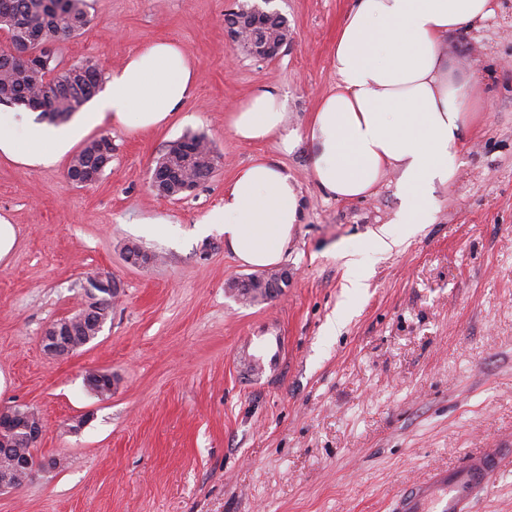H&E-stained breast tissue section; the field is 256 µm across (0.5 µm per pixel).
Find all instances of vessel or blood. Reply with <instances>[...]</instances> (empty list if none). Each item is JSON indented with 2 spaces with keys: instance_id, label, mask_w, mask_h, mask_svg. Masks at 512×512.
<instances>
[{
  "instance_id": "obj_1",
  "label": "vessel or blood",
  "mask_w": 512,
  "mask_h": 512,
  "mask_svg": "<svg viewBox=\"0 0 512 512\" xmlns=\"http://www.w3.org/2000/svg\"><path fill=\"white\" fill-rule=\"evenodd\" d=\"M239 383L249 387L278 373L285 357L280 336H246ZM512 450L496 448L466 453L453 468L438 469L407 483L393 497L394 512H472L475 499L490 485Z\"/></svg>"
}]
</instances>
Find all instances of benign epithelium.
I'll list each match as a JSON object with an SVG mask.
<instances>
[{"label":"benign epithelium","instance_id":"benign-epithelium-1","mask_svg":"<svg viewBox=\"0 0 512 512\" xmlns=\"http://www.w3.org/2000/svg\"><path fill=\"white\" fill-rule=\"evenodd\" d=\"M228 16L237 20L234 37L237 42L250 47V52L261 60L273 59L281 53L282 48L288 44L286 39H266L264 45L256 46L257 34L255 28L258 26L257 17L241 16L239 11L233 9ZM15 58L24 61L31 60L35 63L44 62L53 55V43L45 37L44 32L34 31L27 38L19 42L13 51ZM190 152L189 144L181 140L173 145V149L165 151L164 157L152 170L150 185L152 189L160 193L172 182L182 184V189L191 191L195 186L185 183L183 176L182 161L179 157ZM68 168L72 171L69 181L78 185H91L101 175V168L77 165L69 161ZM252 277H244L230 281L232 288L228 293L242 301H254L255 293L250 288ZM264 290L267 296L280 291L282 285L288 282V270H275L267 272L262 276ZM118 292L117 285L109 274H96L89 278L86 286L88 301L81 311L72 317L60 318L49 324L42 336V346L47 355L53 358H65L74 353L77 349L75 344L78 328L87 320H98L103 324L104 301L106 296L115 295ZM85 382L88 385L104 387L99 395L112 394L115 385V378L110 373L93 370L85 375ZM43 432L42 419L38 413L28 407H17L0 412V457H11V462L17 469V480L3 479L0 477V493L15 488L16 481L29 480L34 471L38 468L56 469L60 466V460L50 458L46 461L38 460L34 454L23 457H12L11 448L15 447V441L23 439L29 445H35Z\"/></svg>","mask_w":512,"mask_h":512}]
</instances>
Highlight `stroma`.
<instances>
[{
	"instance_id": "35a3bbf8",
	"label": "stroma",
	"mask_w": 512,
	"mask_h": 512,
	"mask_svg": "<svg viewBox=\"0 0 512 512\" xmlns=\"http://www.w3.org/2000/svg\"><path fill=\"white\" fill-rule=\"evenodd\" d=\"M352 3L271 0L288 45L263 61L230 39L226 0H88L93 20L59 47L63 63L92 59L107 75L173 40L195 88L156 129L87 130L88 141L112 138L93 185L67 180L66 155L35 166L0 155V217L16 232L0 262V410L37 411L35 455L61 461L0 495V512H392L397 489L427 470L512 446V0L448 47L459 74L492 93L455 181L434 192L433 220L415 233L393 221L396 173L366 199L336 200L311 175L306 144L284 154L238 140L225 122L275 82L289 124L304 127L336 86V32ZM189 134L205 135L220 162L195 190L159 196L150 172ZM258 156L297 178L304 218L282 262L287 287L243 305L225 286L247 269L208 218ZM386 223L398 244L372 253ZM129 244L154 262L128 264ZM353 253L365 258L357 292ZM101 272L120 287L103 331L70 359L49 357L44 329L77 313ZM274 323L286 338L281 371L241 386L240 337ZM94 369L117 377L110 396L86 386Z\"/></svg>"
}]
</instances>
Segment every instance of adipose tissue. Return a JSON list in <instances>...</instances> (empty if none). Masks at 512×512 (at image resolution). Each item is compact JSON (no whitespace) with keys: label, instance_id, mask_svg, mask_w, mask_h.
Masks as SVG:
<instances>
[{"label":"adipose tissue","instance_id":"ef3b65f1","mask_svg":"<svg viewBox=\"0 0 512 512\" xmlns=\"http://www.w3.org/2000/svg\"><path fill=\"white\" fill-rule=\"evenodd\" d=\"M492 13L491 0H354L336 37V89L305 129L288 124V97L275 84L256 87L227 116L236 138L288 153L307 143L311 173L331 197L358 200L400 175L399 223H429L437 187L459 166L466 132L484 109L486 86L457 76L442 45ZM195 73L180 45L157 41L113 69L95 111L53 126L32 112L0 113V154L25 165L56 161L90 127L145 130L180 111ZM304 214L302 193L286 167L259 157L240 167L213 223L245 266L281 262Z\"/></svg>","mask_w":512,"mask_h":512}]
</instances>
